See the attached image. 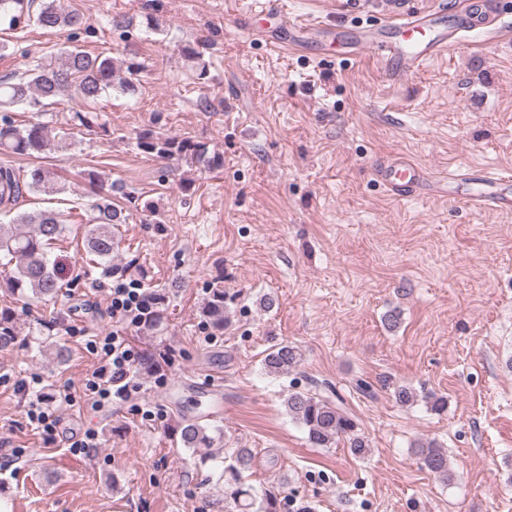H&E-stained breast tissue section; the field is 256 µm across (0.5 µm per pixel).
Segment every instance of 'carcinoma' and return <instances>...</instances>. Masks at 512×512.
<instances>
[{"label":"carcinoma","instance_id":"obj_1","mask_svg":"<svg viewBox=\"0 0 512 512\" xmlns=\"http://www.w3.org/2000/svg\"><path fill=\"white\" fill-rule=\"evenodd\" d=\"M31 0H0V21L17 26L23 19L34 18L43 29L72 31L88 30L82 13L63 0H42L37 12H31ZM143 64L134 58L115 61L110 57L93 55L79 46L65 52L59 60L40 62L34 68L7 79H0V110L3 112L18 103L35 106L70 91L86 102H92L108 89L118 88L134 94L138 90ZM66 134L54 132L49 125L31 122L23 127L8 116L0 118V150L17 155L49 156L63 148ZM139 153L167 162L172 170L181 163L205 171L224 167V155L210 149L209 144L191 137L172 136L152 128L135 134ZM83 179L98 189V201L90 216V228L85 236L87 254L97 258L103 271L110 275L117 270L112 264L115 240L112 225L125 222L122 211L112 206L115 186L105 184L100 174L90 168L81 172ZM64 190L54 173L42 166L22 173L11 167H0V209L12 211L28 192L58 194ZM65 224L61 214L52 210L19 212L10 223L0 224V261L15 265L5 274L3 282L12 293H30L38 299L55 301L62 284L56 264L48 253L61 237ZM200 315L208 327L222 330L230 323V308L224 289H212L200 307ZM19 334L15 314L0 310V349L12 346ZM303 360L299 347L278 343L267 350L262 360L264 371L270 375L286 376ZM284 405L288 416L300 425L307 441L315 448H330L345 439L355 456L367 448L365 440L356 433V424L342 407L323 397L321 392L291 388ZM217 428L197 418H183L174 426V435L185 448H210L214 442L211 432ZM422 465L429 472L448 482V455L431 444L415 449ZM254 455L249 448H237L221 461L220 478L224 479V501L236 512H282L284 499L274 488L258 490L248 484L244 473L251 468Z\"/></svg>","mask_w":512,"mask_h":512}]
</instances>
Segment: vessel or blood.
Returning a JSON list of instances; mask_svg holds the SVG:
<instances>
[{
    "instance_id": "1",
    "label": "vessel or blood",
    "mask_w": 512,
    "mask_h": 512,
    "mask_svg": "<svg viewBox=\"0 0 512 512\" xmlns=\"http://www.w3.org/2000/svg\"><path fill=\"white\" fill-rule=\"evenodd\" d=\"M362 9L378 11L384 21L359 32L350 41H343L338 29L319 23L294 26L292 43L302 46L310 42L330 41L344 44L347 55L359 54L370 48L386 75L395 82L417 73L425 63L447 53L461 32L476 28L480 19L469 6H458L453 25L448 32L436 29L438 8L431 0H363ZM377 179L392 194L415 197L451 192L459 181L458 173H449L447 180L432 179L426 169L405 155L387 159L376 170ZM478 190L470 200L473 205L503 214L512 213V193L506 186L512 176L481 171Z\"/></svg>"
}]
</instances>
